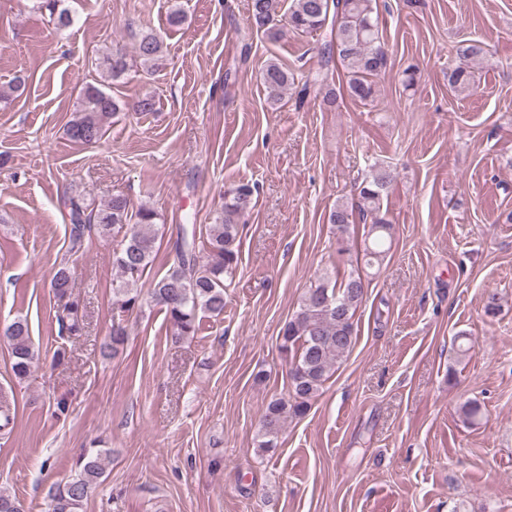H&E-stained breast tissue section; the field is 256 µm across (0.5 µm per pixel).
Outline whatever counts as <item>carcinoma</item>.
Returning <instances> with one entry per match:
<instances>
[{"mask_svg":"<svg viewBox=\"0 0 512 512\" xmlns=\"http://www.w3.org/2000/svg\"><path fill=\"white\" fill-rule=\"evenodd\" d=\"M38 9L56 21L57 28L65 29L72 23L62 0H37ZM375 0H290L287 12H282V0H251L248 21L257 32L277 35L284 27L295 33H321L324 37L319 49L321 65L313 75V84L322 85L328 78L327 69L332 59L345 68L348 80L345 93L328 92L330 100L348 96L367 101L374 95V78L388 66V52L381 42ZM485 49L478 40L462 44L458 50L460 64L448 69V86L458 94H469L475 87L472 63L483 58ZM134 58L140 64L157 68L164 58L163 41L153 33L141 35L135 45ZM99 67L114 81L127 71L126 55L104 52ZM271 98L279 100L288 91V70L274 60L268 61L260 75ZM120 111L111 95L89 84L81 92V109L73 113L67 134L82 144H94L104 135L110 116ZM393 174L381 166L371 168L359 185L357 202L336 204L328 213V223L342 234L339 251L344 246L348 225L353 223V212L370 220L368 235L373 245L365 246L362 259L371 267L381 263L384 246L390 235L391 224L385 218L383 200ZM255 187L238 184L224 193V206L216 212L214 224L206 241L198 244L196 238L181 233L172 244L176 261L167 273L151 284L150 301L164 308L173 336L185 339L195 336L198 314L220 316L224 313L225 277L232 276L239 261L238 235L240 220L252 208ZM69 209V252L76 254L84 246L85 238L96 229L102 235H122L113 249L112 266L116 271L113 292L125 311L141 308L142 295L138 284L153 261L157 213L143 206L129 215V204L116 196L100 207H91L83 199L71 196ZM50 288L63 302L56 320L59 333L77 335L83 331V316L79 302L71 298V268L61 264L54 268ZM366 296L362 275L351 271L334 281L323 277L300 298L298 310L282 330L279 351L290 366L289 390L274 396L261 417V440L258 448L273 453L287 421L304 417L312 401L337 370V365L350 352L355 342L354 318ZM4 336L10 349L12 370L16 378L27 376L35 360V352L28 322L18 319L7 325ZM106 452L91 448L76 461L75 474L49 490V512H84V504L91 490L104 473Z\"/></svg>","mask_w":512,"mask_h":512,"instance_id":"1","label":"carcinoma"}]
</instances>
